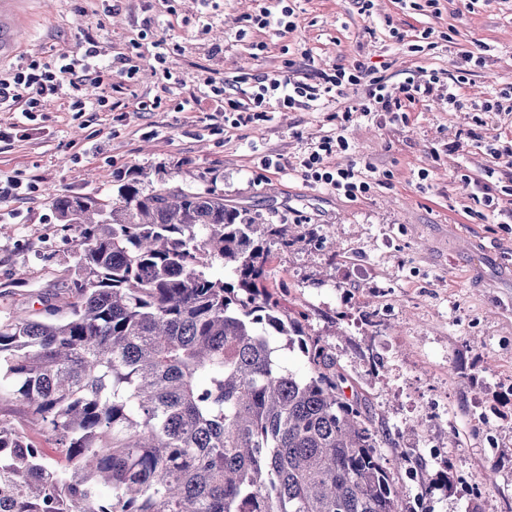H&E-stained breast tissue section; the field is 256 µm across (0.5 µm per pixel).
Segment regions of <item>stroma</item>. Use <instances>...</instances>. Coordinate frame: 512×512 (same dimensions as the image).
<instances>
[{
  "label": "stroma",
  "mask_w": 512,
  "mask_h": 512,
  "mask_svg": "<svg viewBox=\"0 0 512 512\" xmlns=\"http://www.w3.org/2000/svg\"><path fill=\"white\" fill-rule=\"evenodd\" d=\"M17 36L6 72L73 54L93 41L100 67L85 89L106 111H69L48 98L24 137L0 142V179L33 185L0 202V315L43 318L44 302L70 277L78 233L52 206L55 193L112 201L118 180L139 173L151 192L170 185L222 194L228 204L307 236L305 248L271 245L270 285L306 333L330 345L349 385L369 401L394 447L428 460L447 484L421 496L415 512H512V218L470 200L465 180L512 168L487 144H512V111L449 108L462 50L484 55L461 97L484 101L512 84V0H283L295 10L288 32L254 22L258 0H39ZM433 28L409 51L406 42ZM361 62L389 86L437 77L433 97L384 112L341 117L339 99L321 111L276 109L237 125L207 98L206 81L247 101L263 76L315 78ZM134 76H127L129 65ZM344 126L350 149L329 166L361 159L371 188L351 200L307 181L298 162ZM274 160L264 168L263 157ZM498 448L481 444L484 425ZM487 475L477 500L456 494L460 476Z\"/></svg>",
  "instance_id": "1"
}]
</instances>
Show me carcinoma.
<instances>
[{"label": "carcinoma", "mask_w": 512, "mask_h": 512, "mask_svg": "<svg viewBox=\"0 0 512 512\" xmlns=\"http://www.w3.org/2000/svg\"><path fill=\"white\" fill-rule=\"evenodd\" d=\"M51 202L79 228L73 277L48 319L0 316V406L53 447L0 414V512H414L399 475L422 462L386 465L336 354L267 288L283 225L136 177L110 207Z\"/></svg>", "instance_id": "obj_1"}]
</instances>
